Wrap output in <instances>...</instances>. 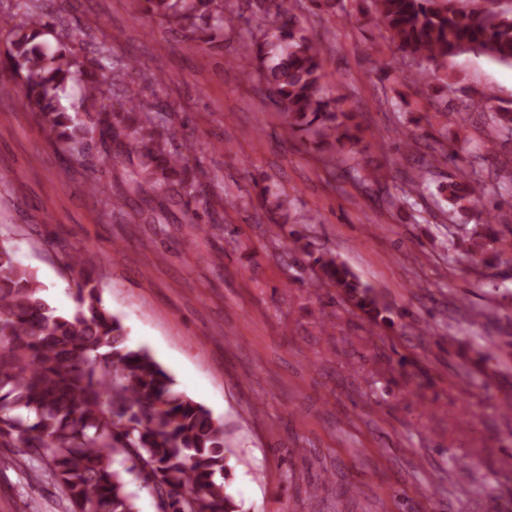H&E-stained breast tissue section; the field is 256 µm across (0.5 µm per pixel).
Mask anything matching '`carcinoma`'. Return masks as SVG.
<instances>
[{
  "instance_id": "carcinoma-1",
  "label": "carcinoma",
  "mask_w": 512,
  "mask_h": 512,
  "mask_svg": "<svg viewBox=\"0 0 512 512\" xmlns=\"http://www.w3.org/2000/svg\"><path fill=\"white\" fill-rule=\"evenodd\" d=\"M311 8L352 17L345 0H308ZM360 12L381 28V37L415 69L405 81L430 86L448 75L440 68L463 54L486 56L512 66V0H360ZM296 0H260L263 19L238 33L236 55L256 60L247 82L258 77L267 98L292 131L318 149L327 172L360 186L379 183L378 173L357 160L359 125L345 98L325 80L324 47L299 24ZM137 10L178 31L192 49H202L219 34L233 31L242 18L231 0H136ZM7 31L5 63L15 73L12 86L0 85V98L16 96L37 112L53 145L70 165H83L87 140L97 136L115 145L113 157L125 164L129 189L145 194L159 189L180 206L184 223L200 233L209 213L208 172L190 139L174 145L177 133L166 103L152 105L125 83L136 60L113 59L112 46L99 44L88 69L72 45L63 22L49 20L32 0H12L0 10V31ZM56 35L50 45L47 35ZM79 97L69 106V86ZM466 108L488 120L497 133L512 136V105L470 99ZM90 117L86 121L81 115ZM425 136L412 134L414 166L396 175L404 201L436 185L440 209L456 222L471 212L472 228L451 241L465 242L474 264L492 265L506 242L491 209L502 201L492 195L476 162L462 147L421 152ZM455 167V178L436 182L439 165ZM258 195L288 223L287 201L270 186ZM309 287L334 288L342 301L375 324H394L375 289L335 254L313 260ZM62 269L73 283L74 305L52 306L35 273L23 265L13 246L0 242V447L15 448L21 466L36 481L51 480L68 512H138L137 483L151 489L162 512H238L224 491V423L206 406L175 389L167 370L143 347L128 342L121 319L104 304L95 270L74 251Z\"/></svg>"
}]
</instances>
